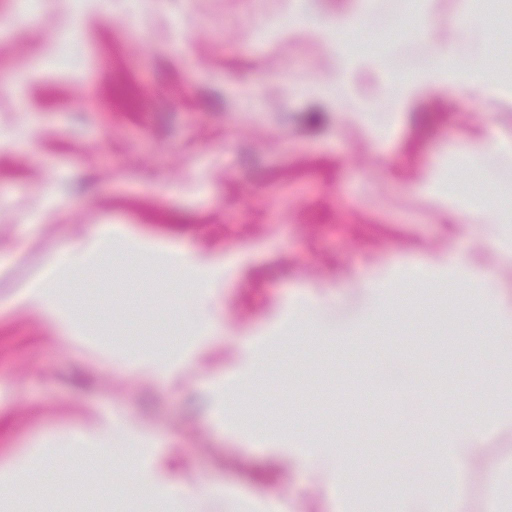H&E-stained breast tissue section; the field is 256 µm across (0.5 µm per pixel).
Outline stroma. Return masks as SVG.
<instances>
[{
	"instance_id": "stroma-1",
	"label": "stroma",
	"mask_w": 512,
	"mask_h": 512,
	"mask_svg": "<svg viewBox=\"0 0 512 512\" xmlns=\"http://www.w3.org/2000/svg\"><path fill=\"white\" fill-rule=\"evenodd\" d=\"M409 0H381L355 48L398 77L423 69L426 41L402 31ZM356 0H0V467L50 436L91 429L128 414L147 423L157 446L144 459L174 478L222 489L223 503L183 500L180 512H237L238 494L275 493L288 512H331L324 474L269 457L210 417L213 378L231 371L239 341L272 333L331 285L334 340L303 349L272 343L267 380L243 398L244 424L258 432L301 417L313 435L335 438L361 498L387 503L405 482L436 479L419 460V438L402 446L378 436L418 404V422L458 416L488 399L498 355L460 314L478 307L479 287L434 274L430 261L490 243L485 227L449 224L425 172L480 187L497 199L512 185V157L466 156L465 136L493 127L512 136V111L449 87L399 116L381 142L349 126L345 90L319 96L312 84L330 65L311 30L353 11ZM300 18L293 33L259 38L254 24ZM112 225L203 253L224 264V311L211 348L188 364L177 388L115 372L113 338L148 350L180 336L170 305L181 279L160 277L152 257L136 272L143 295L125 300L127 266L91 267L73 283L97 295L64 340L39 312L9 302L78 234ZM396 274L399 292L368 301L360 285ZM384 318L363 326L365 308ZM412 313L402 321L395 308ZM399 363L403 377L389 381ZM482 470L465 474L466 512H512V430L484 442ZM40 462L8 512H129L112 494L121 464Z\"/></svg>"
}]
</instances>
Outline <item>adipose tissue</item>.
I'll list each match as a JSON object with an SVG mask.
<instances>
[{"label":"adipose tissue","instance_id":"adipose-tissue-1","mask_svg":"<svg viewBox=\"0 0 512 512\" xmlns=\"http://www.w3.org/2000/svg\"><path fill=\"white\" fill-rule=\"evenodd\" d=\"M487 23L476 18L467 8L448 15L430 12L424 15L419 36L431 45L432 62L417 76L395 89L398 102L409 107L414 101L435 94L448 84L466 87L479 99L512 101V79L498 77L488 68L493 56L511 55V45H492L486 37ZM448 221L452 224H484L491 231L492 251L474 250L472 256L449 255L439 271L452 279L478 283L483 304L467 312L469 321L482 326V348L499 350L504 339L512 337V304H505L498 280L491 271L501 263L512 261V208L490 205L481 199H448ZM111 227H103L95 236L79 237L49 265L41 278L20 290L11 300L13 306L39 309L49 322L67 339L80 335L81 328L70 310L71 300L61 284L92 265L101 245L111 241ZM131 248L141 253L170 255L183 273V292L173 306L175 316L187 329V338L175 348H162L148 354L141 362L142 372L151 378L171 377L188 360L204 356L210 346V328L217 315L218 290L215 280L220 270L215 261L196 257L168 245L129 236ZM264 337L249 338L239 348L242 361L232 374L231 385L220 393L221 422L225 430L240 434L247 441L277 456L292 457L327 469L326 493L339 508L359 492L353 482L345 481L339 465L341 451L335 442L300 434L296 430L256 433L245 429L237 419L238 396L254 381L267 373L263 356ZM498 391L489 403L475 407L465 417H452L437 422L438 431L446 433L450 459L448 484L408 482L397 487L391 496L390 512H412L413 507L447 502L448 512H457L462 469L469 467L484 443L489 428L512 427V370L497 377ZM150 427L125 414L105 418L91 430L71 432L67 438L47 443L45 453L64 457L74 449L89 448L99 454L126 463L128 494L135 499L147 498L151 512H171L181 499L196 495L197 487L168 480L159 471L133 459L134 449L154 447Z\"/></svg>","mask_w":512,"mask_h":512}]
</instances>
